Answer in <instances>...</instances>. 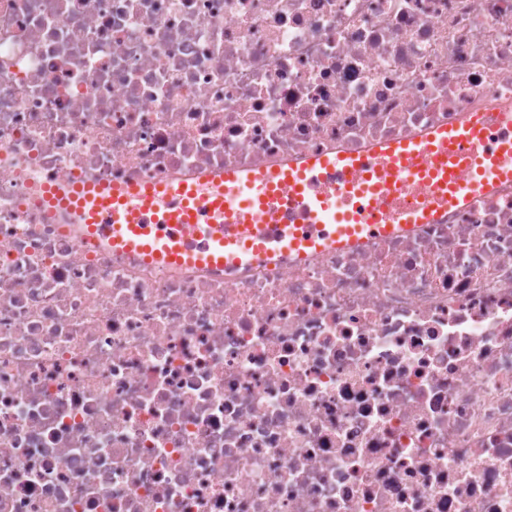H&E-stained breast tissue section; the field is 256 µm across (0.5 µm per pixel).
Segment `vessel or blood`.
Returning <instances> with one entry per match:
<instances>
[{
    "label": "vessel or blood",
    "instance_id": "1",
    "mask_svg": "<svg viewBox=\"0 0 512 512\" xmlns=\"http://www.w3.org/2000/svg\"><path fill=\"white\" fill-rule=\"evenodd\" d=\"M512 112L473 118L301 167L229 171L207 192L181 184L86 185L56 192L61 209L98 225L113 249L166 264L213 268L303 258L411 231L512 181Z\"/></svg>",
    "mask_w": 512,
    "mask_h": 512
}]
</instances>
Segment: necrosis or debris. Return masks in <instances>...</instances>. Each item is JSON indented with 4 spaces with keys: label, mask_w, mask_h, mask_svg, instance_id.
<instances>
[{
    "label": "necrosis or debris",
    "mask_w": 512,
    "mask_h": 512,
    "mask_svg": "<svg viewBox=\"0 0 512 512\" xmlns=\"http://www.w3.org/2000/svg\"><path fill=\"white\" fill-rule=\"evenodd\" d=\"M512 110V0H0V512H512V182L224 271L47 188Z\"/></svg>",
    "instance_id": "4bbe7bcc"
}]
</instances>
